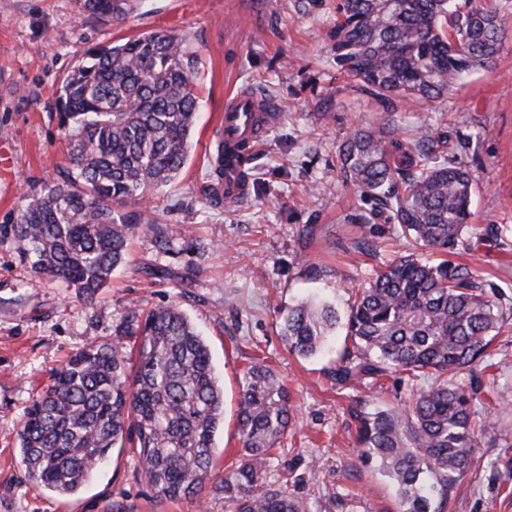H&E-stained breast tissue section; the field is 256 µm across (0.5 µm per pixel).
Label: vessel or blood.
I'll return each instance as SVG.
<instances>
[{
  "instance_id": "1",
  "label": "vessel or blood",
  "mask_w": 512,
  "mask_h": 512,
  "mask_svg": "<svg viewBox=\"0 0 512 512\" xmlns=\"http://www.w3.org/2000/svg\"><path fill=\"white\" fill-rule=\"evenodd\" d=\"M277 119L269 105L256 97L240 93L226 101L220 123L216 153L224 161L222 190L228 201H242L248 184L244 161L268 134Z\"/></svg>"
}]
</instances>
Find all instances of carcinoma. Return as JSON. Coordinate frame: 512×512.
Returning a JSON list of instances; mask_svg holds the SVG:
<instances>
[{"instance_id":"obj_1","label":"carcinoma","mask_w":512,"mask_h":512,"mask_svg":"<svg viewBox=\"0 0 512 512\" xmlns=\"http://www.w3.org/2000/svg\"><path fill=\"white\" fill-rule=\"evenodd\" d=\"M81 13L123 20L132 0H79ZM453 0H339L336 64L372 94L434 103L461 76L490 68L512 20ZM198 51L186 35L157 30L123 43H98L62 79L56 111L70 163L66 178L24 200L15 238L37 279L62 282L95 299L128 257L138 224L131 208L178 175L199 112L192 82ZM343 182L389 206L416 246L451 254L471 216L472 179L448 162L441 139L396 138V128L355 129L339 150ZM512 305L503 289L451 259L413 254L393 260L357 289L338 384H376L407 375L412 401L355 415L358 443L380 463L398 512H441L448 490L468 473L480 447L474 402L480 367ZM328 303L301 301L280 322L289 353L321 352L336 330ZM136 337L131 358L125 339ZM484 405L512 402L492 387ZM224 388L210 348L175 303L128 314L112 341H94L55 368L32 396L18 431L26 479L60 496L78 491L114 448L129 447L161 498L198 502L207 486L233 512H308L288 481L265 482L269 452L291 423L288 388L254 361L243 375L237 423L241 462L216 471L215 434Z\"/></svg>"}]
</instances>
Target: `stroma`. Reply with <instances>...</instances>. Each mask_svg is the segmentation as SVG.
<instances>
[{
  "instance_id": "stroma-1",
  "label": "stroma",
  "mask_w": 512,
  "mask_h": 512,
  "mask_svg": "<svg viewBox=\"0 0 512 512\" xmlns=\"http://www.w3.org/2000/svg\"><path fill=\"white\" fill-rule=\"evenodd\" d=\"M337 0H137L124 20L81 14L77 0H0V512H230L222 494L202 502L157 497L129 450L111 456L76 495L28 483L17 431L32 395L51 371L96 338L111 337L130 310L176 302L208 343L224 383L217 468L237 464L239 385L252 358H264L287 384L292 421L268 459L266 478H287L310 512H397L396 490L357 442L352 408L374 412L407 400L399 376L381 388L330 379L345 329L319 355L288 353L283 313L319 293L347 313L353 288L408 252L398 224L373 214L339 173V147L355 127L389 122L403 136L433 130L449 161L475 188L467 249L456 262L496 285H512V235L492 240L493 224L512 225V32L496 63L466 75L428 104L388 102L339 74L331 29ZM171 29L201 55L194 78L200 112L180 176L139 210L141 227L127 263L93 302L61 283L33 278L13 221L23 197L62 180L68 165L55 91L94 43ZM247 92L279 119L246 170L247 197L208 201V146L227 95ZM165 276H153L155 266ZM496 337L483 386L512 387V316ZM481 447L451 488L444 512H512V405L481 413Z\"/></svg>"
}]
</instances>
